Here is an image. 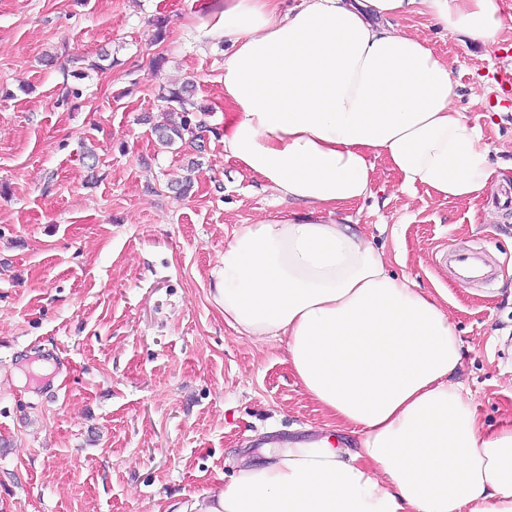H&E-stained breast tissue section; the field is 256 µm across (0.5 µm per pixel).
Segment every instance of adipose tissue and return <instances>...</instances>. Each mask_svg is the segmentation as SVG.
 Listing matches in <instances>:
<instances>
[{"instance_id": "1", "label": "adipose tissue", "mask_w": 512, "mask_h": 512, "mask_svg": "<svg viewBox=\"0 0 512 512\" xmlns=\"http://www.w3.org/2000/svg\"><path fill=\"white\" fill-rule=\"evenodd\" d=\"M502 14L501 0H221L224 158L285 208L225 242L215 300L238 334L285 340L332 430L237 467L201 512H512V425L484 429L455 381L443 302L342 211L372 195L379 159L400 191L482 197L490 146L454 109L447 60L398 22L492 44Z\"/></svg>"}]
</instances>
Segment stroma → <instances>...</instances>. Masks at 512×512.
Masks as SVG:
<instances>
[{
	"label": "stroma",
	"mask_w": 512,
	"mask_h": 512,
	"mask_svg": "<svg viewBox=\"0 0 512 512\" xmlns=\"http://www.w3.org/2000/svg\"><path fill=\"white\" fill-rule=\"evenodd\" d=\"M205 2L0 0V512H189L241 458L327 423L285 341L238 335L213 299L225 241L276 211L271 191L214 137L195 152L152 132L161 86L185 79L193 120L224 124ZM401 26L448 59L455 110L512 184V110L488 105L512 19L493 45L420 16ZM103 54L112 68L73 79ZM69 78L74 109L58 102ZM344 211L394 273L447 296L480 420L512 422V210L399 191L380 160L372 196ZM470 244L495 260L491 286L449 272L447 252Z\"/></svg>",
	"instance_id": "35a3bbf8"
}]
</instances>
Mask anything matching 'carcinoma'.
Masks as SVG:
<instances>
[{
  "label": "carcinoma",
  "mask_w": 512,
  "mask_h": 512,
  "mask_svg": "<svg viewBox=\"0 0 512 512\" xmlns=\"http://www.w3.org/2000/svg\"><path fill=\"white\" fill-rule=\"evenodd\" d=\"M192 84L186 83L180 87H171L160 94V98L167 104V111L179 115V121L161 124L154 127L157 140L164 146L181 143L184 148L195 151L201 150L204 133L214 132V129L200 122H194L190 115L196 111L191 94Z\"/></svg>",
  "instance_id": "cac0c4a2"
}]
</instances>
